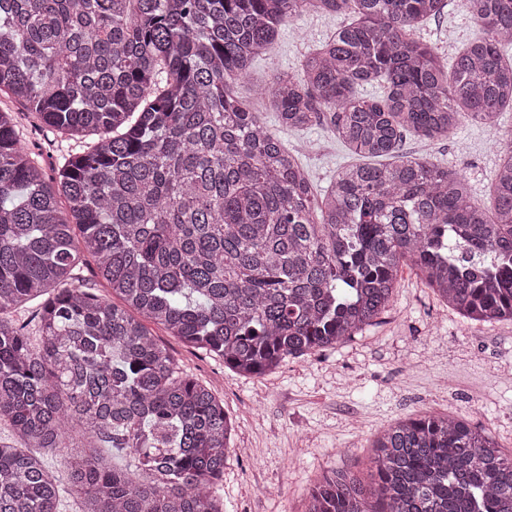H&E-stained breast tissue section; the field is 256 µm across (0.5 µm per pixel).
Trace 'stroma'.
<instances>
[{
    "label": "stroma",
    "mask_w": 512,
    "mask_h": 512,
    "mask_svg": "<svg viewBox=\"0 0 512 512\" xmlns=\"http://www.w3.org/2000/svg\"><path fill=\"white\" fill-rule=\"evenodd\" d=\"M340 24V17L315 13L285 23L272 50L238 85L288 149L298 152L319 189L355 156L326 128L276 127L263 90L275 71L297 72L308 48ZM417 34L449 59L481 30L463 0H448L442 18L422 24ZM511 146L512 112L506 111L498 141L467 123L444 140L408 138L402 151L456 166L472 182L474 201L488 207L499 159ZM151 331L180 371L209 387L237 422L234 445L242 453L228 460L216 490L224 512H306L310 486L332 467L369 480L370 443L399 418L462 416L512 453V320H466L415 269L404 268L376 324L334 349L288 357L262 377L239 375L162 327Z\"/></svg>",
    "instance_id": "stroma-1"
}]
</instances>
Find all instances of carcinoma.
Wrapping results in <instances>:
<instances>
[{
	"instance_id": "1",
	"label": "carcinoma",
	"mask_w": 512,
	"mask_h": 512,
	"mask_svg": "<svg viewBox=\"0 0 512 512\" xmlns=\"http://www.w3.org/2000/svg\"><path fill=\"white\" fill-rule=\"evenodd\" d=\"M464 4L482 37L449 64L414 37L447 0H0V95L68 141L48 177L0 109V512H224L234 422L147 321L261 377L374 324L407 264L464 318L512 320V150L489 212L400 153L512 109V0ZM304 12L348 22L273 76L270 107L363 159L319 193L235 91ZM87 258L121 304L81 286ZM89 439L141 477L79 452L49 469ZM371 448L370 481L331 469L307 512H512V454L462 417Z\"/></svg>"
}]
</instances>
